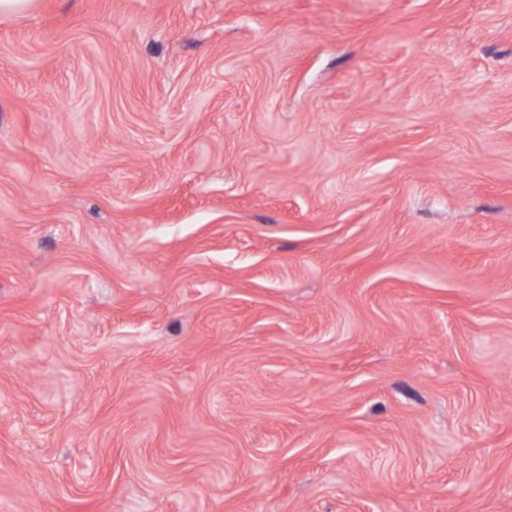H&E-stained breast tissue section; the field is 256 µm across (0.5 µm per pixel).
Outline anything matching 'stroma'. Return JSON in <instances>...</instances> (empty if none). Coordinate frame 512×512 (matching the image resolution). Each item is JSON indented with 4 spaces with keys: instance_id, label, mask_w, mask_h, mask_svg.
I'll use <instances>...</instances> for the list:
<instances>
[{
    "instance_id": "1",
    "label": "stroma",
    "mask_w": 512,
    "mask_h": 512,
    "mask_svg": "<svg viewBox=\"0 0 512 512\" xmlns=\"http://www.w3.org/2000/svg\"><path fill=\"white\" fill-rule=\"evenodd\" d=\"M0 512H512V0L0 16Z\"/></svg>"
}]
</instances>
